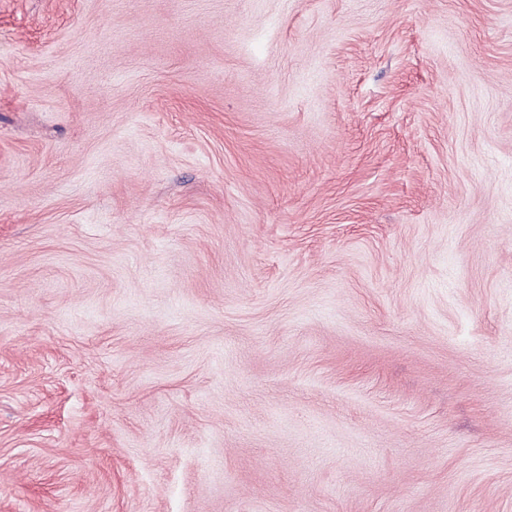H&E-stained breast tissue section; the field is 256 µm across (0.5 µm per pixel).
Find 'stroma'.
Listing matches in <instances>:
<instances>
[{"label":"stroma","mask_w":512,"mask_h":512,"mask_svg":"<svg viewBox=\"0 0 512 512\" xmlns=\"http://www.w3.org/2000/svg\"><path fill=\"white\" fill-rule=\"evenodd\" d=\"M0 512H512V0H0Z\"/></svg>","instance_id":"obj_1"}]
</instances>
